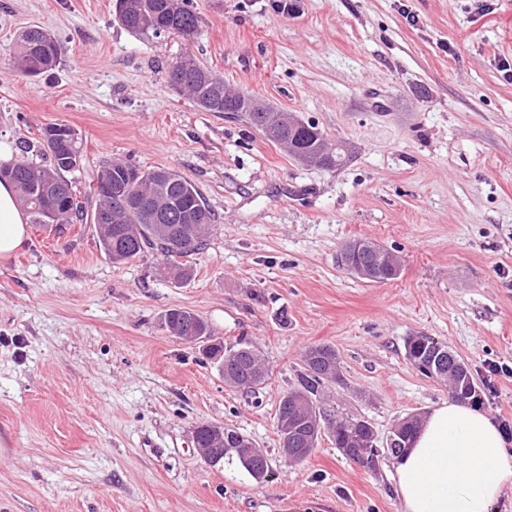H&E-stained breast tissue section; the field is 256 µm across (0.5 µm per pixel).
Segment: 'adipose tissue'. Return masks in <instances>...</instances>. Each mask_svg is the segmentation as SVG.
I'll return each mask as SVG.
<instances>
[{
	"mask_svg": "<svg viewBox=\"0 0 512 512\" xmlns=\"http://www.w3.org/2000/svg\"><path fill=\"white\" fill-rule=\"evenodd\" d=\"M27 238L15 188L0 182V258L13 255ZM393 467L401 512H494L512 490V451L494 420L450 399L423 418Z\"/></svg>",
	"mask_w": 512,
	"mask_h": 512,
	"instance_id": "1",
	"label": "adipose tissue"
}]
</instances>
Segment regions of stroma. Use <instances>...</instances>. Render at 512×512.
<instances>
[{"label": "stroma", "mask_w": 512, "mask_h": 512, "mask_svg": "<svg viewBox=\"0 0 512 512\" xmlns=\"http://www.w3.org/2000/svg\"><path fill=\"white\" fill-rule=\"evenodd\" d=\"M192 40L122 28L115 0H0V142L49 125L82 139L69 175L87 196L120 159L170 168L218 216L184 282L159 278L160 253L113 263L93 224H32L0 259V512H399L393 459L376 471L331 437L284 462L276 417L312 346L336 350L329 395L378 440L447 399L413 368L407 337L448 345L481 406L512 422V0H191ZM62 54L47 76L13 72L24 27ZM344 144L340 169L298 163L240 117L200 109L167 82L178 56ZM367 238L403 262L362 280L336 262ZM247 337L269 367L254 392L229 387L201 347L161 328L167 310ZM234 428L263 448L256 482L211 466L195 424Z\"/></svg>", "instance_id": "1"}]
</instances>
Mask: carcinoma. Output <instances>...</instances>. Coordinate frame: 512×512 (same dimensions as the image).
Instances as JSON below:
<instances>
[{
    "mask_svg": "<svg viewBox=\"0 0 512 512\" xmlns=\"http://www.w3.org/2000/svg\"><path fill=\"white\" fill-rule=\"evenodd\" d=\"M148 8L132 12L125 8L122 0H116L119 22L129 32L154 36L160 28L183 38L192 37L198 30L199 17L190 8L189 0H147ZM60 46L55 38L39 26H28L20 34L10 53L13 70L26 78H39L54 70L60 57ZM212 70L200 63L192 69L169 67L168 84L188 93L198 107L206 112H239L246 123L263 134L269 126L280 127L288 136L291 150L288 154L296 161L317 155L325 140L323 132L312 123L300 129L288 128V113L272 107L261 112L251 109L253 98L245 92H234L222 88L217 93L206 79ZM67 137L48 136L50 127H45L36 143L23 139L18 142V156L8 163H0V182L12 183L21 205L26 209L32 224H77L91 221L98 234V246L112 261L124 262L149 251L156 250L164 256L159 276L183 279L190 276V266L181 262L207 245L216 227V217L205 205L196 186L168 168L143 171L120 160L105 164L97 175V200L93 213L85 212L84 204L74 192L72 181L66 174L79 167L82 158L81 138L70 127ZM42 146L47 162L37 163L29 159L36 146ZM132 188L138 198L147 199V207L126 206L124 197L105 188ZM123 212L121 224L101 226L97 215L105 212ZM169 225L170 232L161 235L155 224ZM162 324L180 329L193 336H209V325L188 309H170ZM432 337L416 335L405 341V357L412 366L422 360L427 342ZM239 354L230 357L229 351ZM205 354L224 364V383L234 388L255 389L269 375V369L261 360L254 344L244 338L230 349L219 343L206 348ZM435 378L448 383L453 397L469 405L483 403L482 391L469 367L454 373L443 371ZM338 355L334 351L322 350L311 353L304 359L303 371L298 374V384L281 399L280 406H288V425L292 426L299 443H304L307 434V419L311 414L308 401L319 398L325 384L339 381ZM420 417L403 419L396 427L394 437L398 443L387 450L393 457L402 453L417 431ZM336 448H367L374 435L372 425L365 419L339 408H332V419L327 425Z\"/></svg>",
    "mask_w": 512,
    "mask_h": 512,
    "instance_id": "cac0c4a2",
    "label": "carcinoma"
}]
</instances>
